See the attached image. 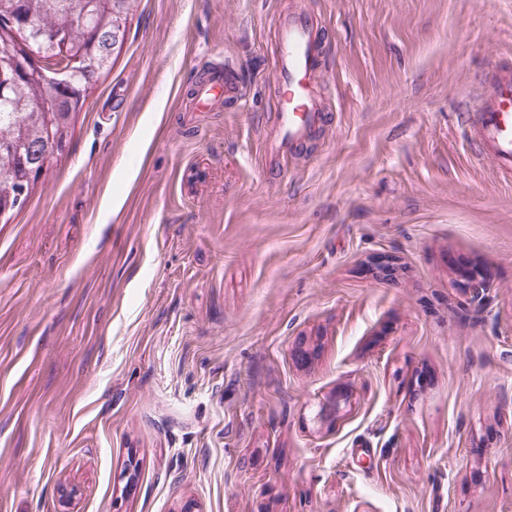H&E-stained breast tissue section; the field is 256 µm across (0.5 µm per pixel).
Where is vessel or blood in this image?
<instances>
[{
    "label": "vessel or blood",
    "instance_id": "1",
    "mask_svg": "<svg viewBox=\"0 0 512 512\" xmlns=\"http://www.w3.org/2000/svg\"><path fill=\"white\" fill-rule=\"evenodd\" d=\"M314 15L299 11L280 18L277 26V71L280 100L275 125L264 142L272 169H281L328 121L326 98L317 81L326 65ZM479 98L459 114L464 139L478 162L491 163L499 177L512 183V58L502 56L477 75ZM242 86L232 67L210 68L193 91L192 106L201 112L215 101L237 102Z\"/></svg>",
    "mask_w": 512,
    "mask_h": 512
}]
</instances>
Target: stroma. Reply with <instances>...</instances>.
<instances>
[{
    "label": "stroma",
    "mask_w": 512,
    "mask_h": 512,
    "mask_svg": "<svg viewBox=\"0 0 512 512\" xmlns=\"http://www.w3.org/2000/svg\"><path fill=\"white\" fill-rule=\"evenodd\" d=\"M291 11L331 121L273 177ZM506 52L512 0H139L0 223V512H512V183L456 132ZM193 112H202L211 107L214 101L224 99V104L242 99V85L232 67L217 65L210 68L206 79L194 89Z\"/></svg>",
    "instance_id": "obj_1"
}]
</instances>
